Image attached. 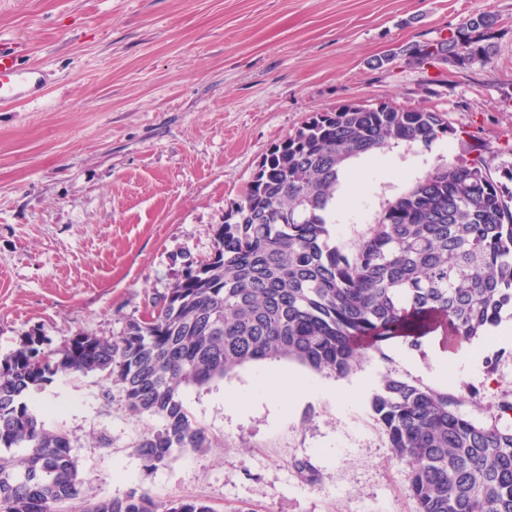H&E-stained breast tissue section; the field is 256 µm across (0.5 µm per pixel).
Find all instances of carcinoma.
I'll return each instance as SVG.
<instances>
[{"label":"carcinoma","instance_id":"cac0c4a2","mask_svg":"<svg viewBox=\"0 0 512 512\" xmlns=\"http://www.w3.org/2000/svg\"><path fill=\"white\" fill-rule=\"evenodd\" d=\"M499 19L472 17L451 36L412 44L410 61L460 68L487 60ZM454 133L441 112L346 103L265 154L241 200L215 231L207 260L121 335L77 333L54 350L32 337L0 360V512H62L82 479L63 429L28 397L60 373H99L134 415L159 428L136 444L146 469L177 450L211 447L178 399L183 385L222 380L247 363L294 360L347 375L362 350L412 348L430 330L442 346L471 344L512 309V165L492 177L478 157L437 167L377 217L351 253L329 244L330 205L343 163L399 142L425 146ZM408 466L417 512H512V426L480 424L448 392L387 374L371 400ZM86 512H215L200 499L149 492L103 497Z\"/></svg>","mask_w":512,"mask_h":512}]
</instances>
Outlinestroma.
Listing matches in <instances>:
<instances>
[{"label":"stroma","mask_w":512,"mask_h":512,"mask_svg":"<svg viewBox=\"0 0 512 512\" xmlns=\"http://www.w3.org/2000/svg\"><path fill=\"white\" fill-rule=\"evenodd\" d=\"M480 14L499 19L491 57L467 68L399 57ZM0 40L44 68L42 100L0 111V359L28 337L120 335L147 316L244 196L257 165L318 111L357 102L446 113L454 132L400 143L415 165L369 170L330 242L354 251L386 204L448 161L512 162V0H0ZM391 63L376 67V58ZM483 378L449 386L458 410L491 423L512 398V344ZM333 386L275 417L236 416L227 390L258 370ZM427 377L393 355H363L339 377L286 359L181 388L214 440L147 472L135 445L155 418L114 386L62 374L32 397L65 430L83 480L66 512L147 491L216 512H416L408 467L370 406L384 375Z\"/></svg>","instance_id":"stroma-1"}]
</instances>
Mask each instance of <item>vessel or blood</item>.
I'll return each instance as SVG.
<instances>
[{
	"label": "vessel or blood",
	"mask_w": 512,
	"mask_h": 512,
	"mask_svg": "<svg viewBox=\"0 0 512 512\" xmlns=\"http://www.w3.org/2000/svg\"><path fill=\"white\" fill-rule=\"evenodd\" d=\"M48 90L42 67L23 62L12 47L0 44V106L30 103Z\"/></svg>",
	"instance_id": "vessel-or-blood-1"
}]
</instances>
